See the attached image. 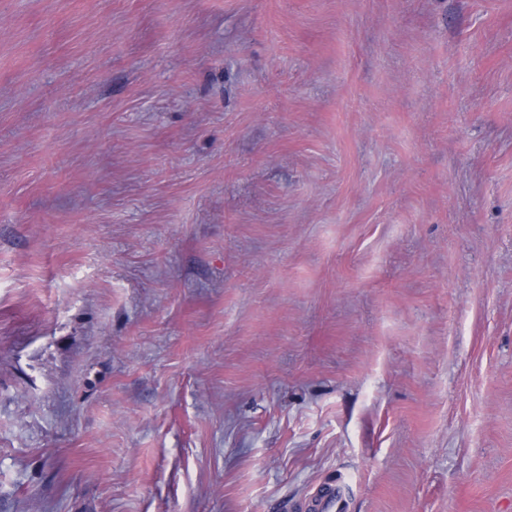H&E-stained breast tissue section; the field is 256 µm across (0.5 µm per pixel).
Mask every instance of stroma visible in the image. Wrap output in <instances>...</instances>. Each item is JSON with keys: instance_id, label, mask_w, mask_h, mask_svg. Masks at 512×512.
<instances>
[{"instance_id": "stroma-1", "label": "stroma", "mask_w": 512, "mask_h": 512, "mask_svg": "<svg viewBox=\"0 0 512 512\" xmlns=\"http://www.w3.org/2000/svg\"><path fill=\"white\" fill-rule=\"evenodd\" d=\"M512 512V0H0V512ZM348 483L330 481L316 487L303 500L295 503L296 512H349Z\"/></svg>"}]
</instances>
